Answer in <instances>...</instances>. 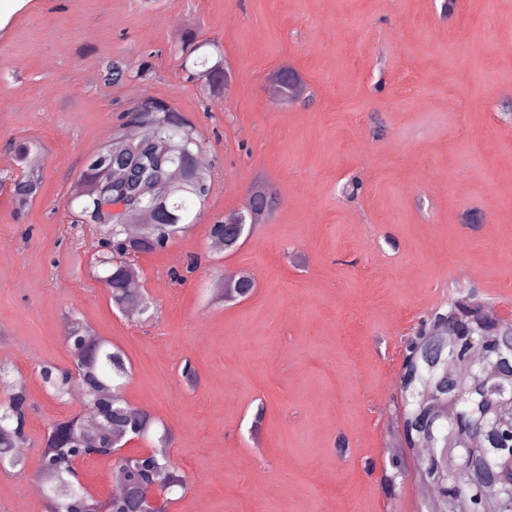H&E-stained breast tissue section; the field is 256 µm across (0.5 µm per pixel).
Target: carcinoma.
<instances>
[{
	"instance_id": "carcinoma-1",
	"label": "carcinoma",
	"mask_w": 512,
	"mask_h": 512,
	"mask_svg": "<svg viewBox=\"0 0 512 512\" xmlns=\"http://www.w3.org/2000/svg\"><path fill=\"white\" fill-rule=\"evenodd\" d=\"M101 78L109 84H119L129 78L144 79L150 73L145 57L136 61L125 59L101 60ZM188 78L199 81L213 91L224 89V58L210 61L203 57L195 62ZM269 90L280 100L291 102L304 93V84L295 72L277 71L269 77ZM126 124L147 130V134L123 143L114 150L104 147L85 161L81 179L85 191L77 211L71 213L75 224H101L110 248L95 257L94 264L102 268L101 282L108 289L114 306L122 314L140 319L149 314L151 303L145 295L129 287L131 264L121 260L125 254L153 252L164 248L172 238L182 235L196 220L195 210L205 204L211 183L202 162V146L194 136L192 126L167 102L146 98L123 110ZM20 167L17 174L0 175V185L10 182L13 195L21 205L27 204L39 192L41 179L37 170L28 165L34 146L28 141L8 142ZM250 195L245 208L217 218L210 228L211 236L224 251L233 252L238 243L224 245L228 221L243 217L245 222L261 224L277 206V194L266 185ZM132 215L147 217V240L123 233L122 225ZM239 290L246 296L254 290L252 275L240 274L232 281H220L217 292L224 297L227 289ZM86 338L83 351L73 357L72 365L60 368L52 364L40 367L39 374L53 394L64 398L72 386L80 387L88 406L95 411L96 423L85 428L80 417L74 416L53 425L41 451L40 475L47 484L61 487L46 498L47 512H128V502L122 498L93 500L84 488L66 484L69 474L64 456L79 448L87 456L109 457L113 438L125 440L145 436L154 424L145 409L130 405L120 394L128 378L125 354L112 343L95 335L92 329L77 322ZM443 326L461 336L456 349L457 362L466 361L468 348L465 332L486 330L494 338L495 349L512 356V330L498 328V316L490 303L480 299L469 288H460L448 299L446 306L430 314L405 341L400 382L411 396L400 416V424L410 443L392 458L394 472H404L405 451L414 452L412 444L429 447V453L419 461L418 475L435 489L439 500L471 503V512H512V483L505 484L498 499L485 498L476 482L455 480L451 471L465 465L471 457L483 467L497 468L512 458V437H493L472 443L471 434L489 429L500 420L503 412L512 413V401L497 393L483 381L482 375L463 386L448 385V371L429 366L420 355L422 338L434 327ZM0 388L8 393L7 404L0 407V467L24 468L25 460L15 453L18 442L27 439L25 425L29 404L21 380L12 377V369L0 363ZM124 476V490L133 495L145 489L153 480L166 476L184 488L186 476L172 463L165 452L155 459H143L137 454L115 460Z\"/></svg>"
}]
</instances>
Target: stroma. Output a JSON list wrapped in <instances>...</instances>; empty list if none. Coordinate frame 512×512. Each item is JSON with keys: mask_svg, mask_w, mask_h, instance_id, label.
Instances as JSON below:
<instances>
[{"mask_svg": "<svg viewBox=\"0 0 512 512\" xmlns=\"http://www.w3.org/2000/svg\"><path fill=\"white\" fill-rule=\"evenodd\" d=\"M188 30L219 44L226 91L187 81L173 46ZM142 54L151 79L103 84L97 59ZM285 67L305 92L276 103L268 79ZM139 95L191 122L213 166L191 231L131 259L157 308L145 323L113 307L91 273L100 228L72 227L68 211L85 158ZM509 102L512 0H12L0 13V173L17 169L6 141L28 140L42 184L22 210L0 187V361L30 404L26 467L0 468V512H44L43 437L88 413L37 374L70 365L76 317L124 352V398L172 434L188 487L169 512H429L418 457L395 498L381 487L403 345L460 285L512 317ZM258 180L277 192L270 220L239 250L213 249L210 224ZM228 269L254 275L247 300L213 301ZM76 470L111 494L110 458Z\"/></svg>", "mask_w": 512, "mask_h": 512, "instance_id": "obj_1", "label": "stroma"}]
</instances>
